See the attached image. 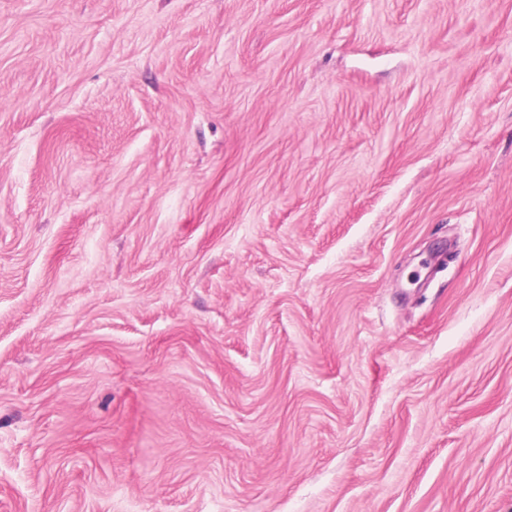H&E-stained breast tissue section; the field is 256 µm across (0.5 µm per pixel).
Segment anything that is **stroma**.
<instances>
[{"label": "stroma", "instance_id": "stroma-1", "mask_svg": "<svg viewBox=\"0 0 512 512\" xmlns=\"http://www.w3.org/2000/svg\"><path fill=\"white\" fill-rule=\"evenodd\" d=\"M0 512H512V0H0Z\"/></svg>", "mask_w": 512, "mask_h": 512}]
</instances>
